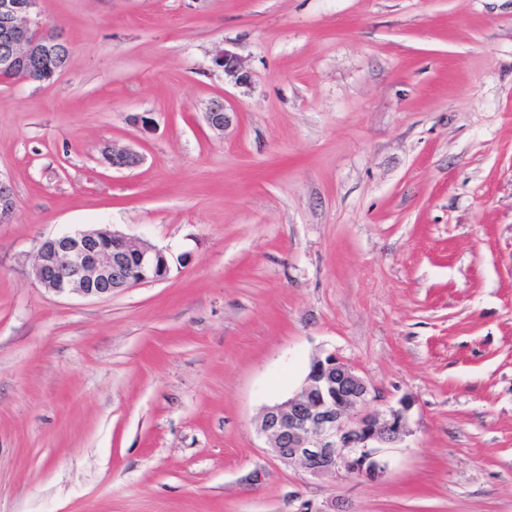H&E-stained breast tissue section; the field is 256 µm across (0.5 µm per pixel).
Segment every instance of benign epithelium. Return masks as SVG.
Wrapping results in <instances>:
<instances>
[{"instance_id":"benign-epithelium-1","label":"benign epithelium","mask_w":512,"mask_h":512,"mask_svg":"<svg viewBox=\"0 0 512 512\" xmlns=\"http://www.w3.org/2000/svg\"><path fill=\"white\" fill-rule=\"evenodd\" d=\"M40 0H0V72L13 73L29 60L67 45L50 23L32 18ZM237 85L249 82L239 56L226 48L212 60ZM209 127L222 131L231 122L226 106L214 101L205 113ZM105 161L114 169L139 166L132 149H108ZM15 201L10 184L0 179V223L10 221ZM165 252L136 244L115 230L92 229L45 240L38 251L36 277L56 294L78 293L102 298L116 291L164 279ZM374 388L353 366L334 353L315 358L299 390L287 401L268 407L258 425L271 452L284 463L296 462L310 475L377 477L386 463L380 449L409 434V405L367 409Z\"/></svg>"}]
</instances>
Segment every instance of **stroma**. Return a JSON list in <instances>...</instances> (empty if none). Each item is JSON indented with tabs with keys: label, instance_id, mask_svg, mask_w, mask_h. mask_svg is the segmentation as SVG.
<instances>
[{
	"label": "stroma",
	"instance_id": "stroma-1",
	"mask_svg": "<svg viewBox=\"0 0 512 512\" xmlns=\"http://www.w3.org/2000/svg\"><path fill=\"white\" fill-rule=\"evenodd\" d=\"M41 11L67 69L0 84V512H512V0ZM100 228L168 276L38 284L44 239ZM326 353L411 405L379 478L257 432ZM213 66L224 72V77L234 81L236 85H246L249 73L244 69L239 56L226 48L220 50L212 60ZM105 161L112 169H132L139 166L142 157L139 153L132 149H107L104 152Z\"/></svg>",
	"mask_w": 512,
	"mask_h": 512
}]
</instances>
